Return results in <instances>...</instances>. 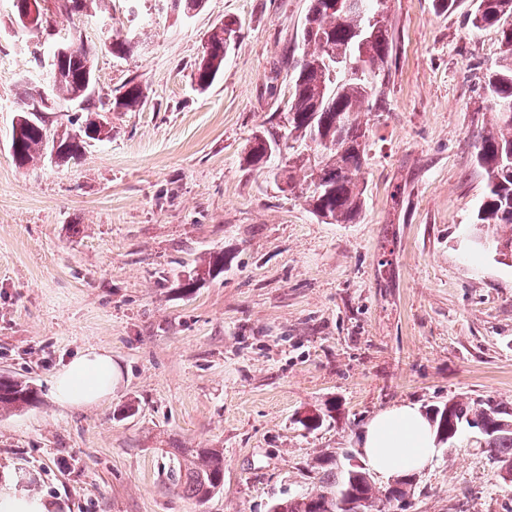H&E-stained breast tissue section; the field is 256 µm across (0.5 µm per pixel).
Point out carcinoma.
Wrapping results in <instances>:
<instances>
[{"mask_svg": "<svg viewBox=\"0 0 512 512\" xmlns=\"http://www.w3.org/2000/svg\"><path fill=\"white\" fill-rule=\"evenodd\" d=\"M333 0H310L300 42L305 47L293 66L288 98V168L274 173L282 176L288 190H300L316 215L336 224H350L362 211L364 201L360 180L367 161L368 130L361 120L364 108L379 101L378 85L385 74L393 45L389 22H384L362 44L359 31L370 25L378 12L387 13V0H362L363 9L336 12ZM472 26L497 29L509 61L485 75L482 90L493 105L490 121L476 134L477 159L485 172L486 187L473 224L479 227L512 225V112H502L501 103L512 104V0H471ZM239 25L227 20L215 28L195 63L194 77L199 89H208L224 71V58L231 37ZM127 36L112 35L107 46L122 57L131 48ZM96 47L80 39L62 59L47 62L49 92H24L12 127L10 151L16 165L27 166L46 159L67 162L80 158L93 142L112 138V128L103 124L105 112L142 110L148 100L138 83L108 101H95ZM348 58L362 61L363 68L350 75L325 64V60ZM72 105L79 114L68 129L51 126L48 110L54 105ZM282 127L263 130L262 139L252 144L247 164L257 170L269 167V149L281 138ZM313 154H308V150ZM224 268V255L184 278L183 287L194 288L205 276ZM36 401L28 383L0 378V412L17 410ZM436 430L453 439L465 426L482 423L486 451L500 467H512V408L490 399L450 401L433 412ZM178 486L187 495L204 501L224 488V452L218 448H175L171 452ZM320 483L314 493L276 500L271 512H344L345 492L352 485L347 471L336 470L328 455L316 459ZM413 476L400 482L401 489L376 488L372 479L361 478L358 492L365 496L370 512H384L385 502L394 494L407 495Z\"/></svg>", "mask_w": 512, "mask_h": 512, "instance_id": "carcinoma-1", "label": "carcinoma"}]
</instances>
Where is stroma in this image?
<instances>
[{"instance_id":"obj_1","label":"stroma","mask_w":512,"mask_h":512,"mask_svg":"<svg viewBox=\"0 0 512 512\" xmlns=\"http://www.w3.org/2000/svg\"><path fill=\"white\" fill-rule=\"evenodd\" d=\"M55 33L19 34L0 0V375L29 382L30 407L0 413V476L57 512H270L313 489L309 464L360 453L380 411L450 399L512 407V262L477 245L484 191L474 136L491 106L476 84L502 62L470 0H391L383 105L367 116L365 205L329 224L243 159L284 112L309 0H206L187 17L168 0H110L79 15L42 0ZM240 34L207 91L193 79L209 32ZM134 34L99 52L96 94L140 83L149 105L112 115L111 140L76 162L17 166V100L39 89L31 53L81 35ZM224 254L185 293L179 278ZM104 347L120 378L111 401L63 409L52 377ZM324 413L322 426L301 420ZM174 448L224 451L208 500L171 477ZM393 512H512V483L476 430L439 445Z\"/></svg>"}]
</instances>
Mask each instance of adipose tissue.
Returning <instances> with one entry per match:
<instances>
[{"instance_id": "obj_1", "label": "adipose tissue", "mask_w": 512, "mask_h": 512, "mask_svg": "<svg viewBox=\"0 0 512 512\" xmlns=\"http://www.w3.org/2000/svg\"><path fill=\"white\" fill-rule=\"evenodd\" d=\"M114 374L111 352L91 347L54 375L51 394L63 407H91L111 398ZM361 448L367 465L387 478L421 470L437 451L432 426L409 404L375 415L361 436Z\"/></svg>"}]
</instances>
